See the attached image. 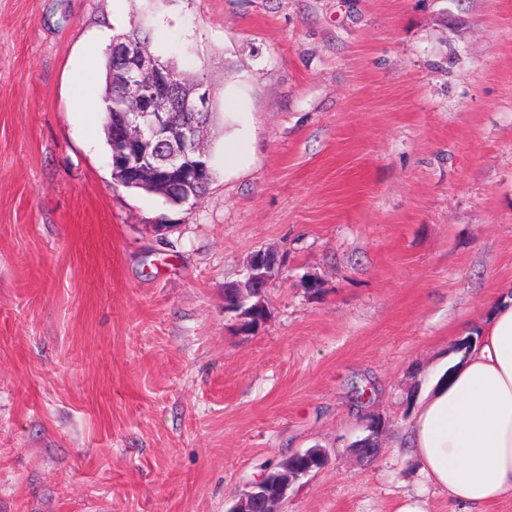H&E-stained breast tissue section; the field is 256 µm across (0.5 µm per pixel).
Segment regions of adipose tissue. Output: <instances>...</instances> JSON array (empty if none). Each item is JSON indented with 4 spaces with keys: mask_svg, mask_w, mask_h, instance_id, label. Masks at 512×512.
Listing matches in <instances>:
<instances>
[{
    "mask_svg": "<svg viewBox=\"0 0 512 512\" xmlns=\"http://www.w3.org/2000/svg\"><path fill=\"white\" fill-rule=\"evenodd\" d=\"M422 474L462 512L512 497V294H499L480 340L453 356L408 428Z\"/></svg>",
    "mask_w": 512,
    "mask_h": 512,
    "instance_id": "obj_1",
    "label": "adipose tissue"
}]
</instances>
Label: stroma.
Listing matches in <instances>:
<instances>
[{"instance_id": "stroma-1", "label": "stroma", "mask_w": 512, "mask_h": 512, "mask_svg": "<svg viewBox=\"0 0 512 512\" xmlns=\"http://www.w3.org/2000/svg\"><path fill=\"white\" fill-rule=\"evenodd\" d=\"M134 24L212 88L191 207L72 95ZM511 286L512 0H0V512H228L310 448L286 512H451L405 428ZM281 262L276 255L267 251H258L250 259L245 281L224 286V297L233 306L248 311L251 319L261 322L265 315L260 299L267 284L278 274ZM251 297L259 299L245 307Z\"/></svg>"}]
</instances>
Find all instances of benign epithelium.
Wrapping results in <instances>:
<instances>
[{"mask_svg":"<svg viewBox=\"0 0 512 512\" xmlns=\"http://www.w3.org/2000/svg\"><path fill=\"white\" fill-rule=\"evenodd\" d=\"M112 55L121 77L123 106L112 114V172L124 184L144 187L172 186L183 189V203L194 205L200 198L196 187L212 178L203 146L205 124L197 115L209 111L210 89L206 82L184 84L147 48L137 41L112 45ZM276 255L258 251L250 259L245 281L224 287V297L233 306L246 309L250 318L263 320L264 305L258 298L278 274ZM370 435L357 451L372 457L377 453L374 439L383 432L381 422L366 420ZM328 461L322 448L295 453L282 463L275 476L277 492L266 493L265 475L249 484L229 512H284L293 483L322 469Z\"/></svg>","mask_w":512,"mask_h":512,"instance_id":"obj_1","label":"benign epithelium"}]
</instances>
